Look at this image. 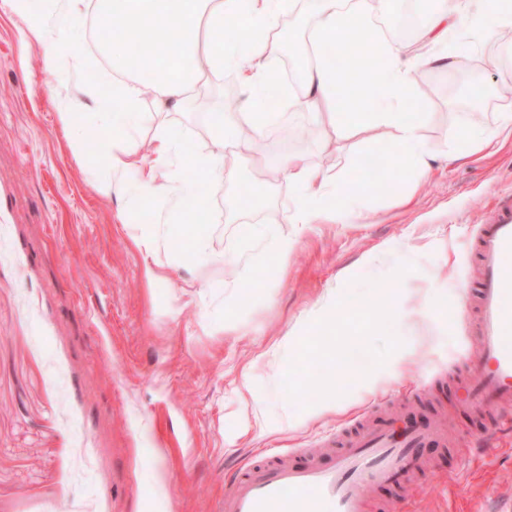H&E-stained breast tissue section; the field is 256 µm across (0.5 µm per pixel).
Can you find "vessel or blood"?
I'll return each instance as SVG.
<instances>
[{
	"mask_svg": "<svg viewBox=\"0 0 512 512\" xmlns=\"http://www.w3.org/2000/svg\"><path fill=\"white\" fill-rule=\"evenodd\" d=\"M481 279L464 287L458 310L469 322L477 362L459 382L462 402L497 411L512 406V202L478 236ZM429 423L402 431L386 424L345 436L316 464L301 458L245 464L225 491L219 512H368L366 488L401 483L420 469Z\"/></svg>",
	"mask_w": 512,
	"mask_h": 512,
	"instance_id": "obj_1",
	"label": "vessel or blood"
}]
</instances>
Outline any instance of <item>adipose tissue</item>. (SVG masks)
Instances as JSON below:
<instances>
[{
  "mask_svg": "<svg viewBox=\"0 0 512 512\" xmlns=\"http://www.w3.org/2000/svg\"><path fill=\"white\" fill-rule=\"evenodd\" d=\"M12 2L24 19L19 32L21 42L40 43L44 64L50 70L60 69L66 62L85 63V54L67 33L82 21V7L88 3L94 6L104 47L111 51L113 61L126 69L136 66L130 46L141 33L151 30L178 36L177 44H164L155 58L157 96L153 110L159 114L181 111L188 91L196 88L205 72L237 71L252 96L245 104L251 111L256 108L257 98L282 89L267 62L282 49L272 33L281 17L290 12L291 0H70L66 5L60 0ZM306 9L314 21L313 40L318 44L330 38L345 45L370 26L367 0H307ZM229 14L244 20L250 30L249 40L242 43L220 39L224 18ZM117 17L122 20L118 28L113 25ZM508 28H512V0H444L424 32L425 39L437 46L425 61L436 67H453L468 49V34L494 37ZM379 51L386 65L379 70L362 71L361 84L368 92L370 106L354 110L352 123L394 129L403 167L424 172L425 146L417 126L405 119L407 106L416 100L413 64L390 42H380ZM351 84V71L338 65L317 64L302 73L306 105L320 121L335 120L336 107L348 101ZM98 107L112 114V138L116 141L146 117L141 109L140 87L117 77L112 80L111 100L99 102ZM211 125L212 148L199 158L197 166L206 181L223 187L225 206L233 213L240 206L236 191L239 172L234 165L225 163L224 152L227 147L242 143L241 116L217 108L211 114ZM184 152L181 140L165 131L154 140L140 168L101 153L98 162L105 165L106 172L95 179L94 190L106 199L131 195L141 205L163 202L169 213L177 216L201 215L208 210L210 200L199 194L192 182L182 179ZM267 165L287 174L293 186V221L297 224L335 221L337 213L352 209L362 195L361 186L353 184L341 170L310 167L290 154L271 155Z\"/></svg>",
  "mask_w": 512,
  "mask_h": 512,
  "instance_id": "obj_1",
  "label": "adipose tissue"
}]
</instances>
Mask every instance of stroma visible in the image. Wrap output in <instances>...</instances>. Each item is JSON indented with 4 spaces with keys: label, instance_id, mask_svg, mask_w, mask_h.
I'll return each mask as SVG.
<instances>
[{
    "label": "stroma",
    "instance_id": "35a3bbf8",
    "mask_svg": "<svg viewBox=\"0 0 512 512\" xmlns=\"http://www.w3.org/2000/svg\"><path fill=\"white\" fill-rule=\"evenodd\" d=\"M435 0H374L367 36L419 50ZM21 16L0 0V512H216L227 482L252 459L288 450L311 456L360 414L402 425L441 416L457 444H429L412 488L370 490V512H499L512 499V431L494 432L454 393L473 343L453 312L475 282L478 233L498 197L512 193V139L477 148L464 131L491 128L512 113V30L473 38L460 68L416 63L420 108H407L428 151L418 177L394 167L399 191L370 190L333 224L293 222L287 176L264 164L296 153L312 166L345 168L396 158L395 135L353 126L346 112L321 123L291 101L300 92L283 65L299 60L313 23L297 0L279 37L296 46L268 62L289 96L267 95L272 121L225 160L243 178L239 193L267 190L262 208L228 214L209 189L200 224H162L163 205L108 200L92 187L93 155L75 156L55 90L67 83L85 106L87 147L112 136L96 100L112 95V67L86 27L72 33L88 61L49 71L38 42L21 46ZM474 74L478 102L449 97L460 72ZM247 94L238 75L212 78L168 125L186 146L182 172H196L211 147L208 114L225 92ZM161 225L153 254L132 242ZM269 224L294 238L285 270L245 241L246 225ZM160 280L148 283L146 265ZM404 282H396L398 274ZM336 293L334 324L311 318ZM379 297L392 307L369 306ZM436 297L433 314L423 312ZM307 336L289 353L290 378L271 384L274 350L288 331ZM369 357L373 383L352 379L351 347ZM251 368V401L241 371ZM348 372L334 411L307 414L338 371ZM264 411L255 414L253 399ZM294 421L284 424L282 411Z\"/></svg>",
    "mask_w": 512,
    "mask_h": 512
}]
</instances>
